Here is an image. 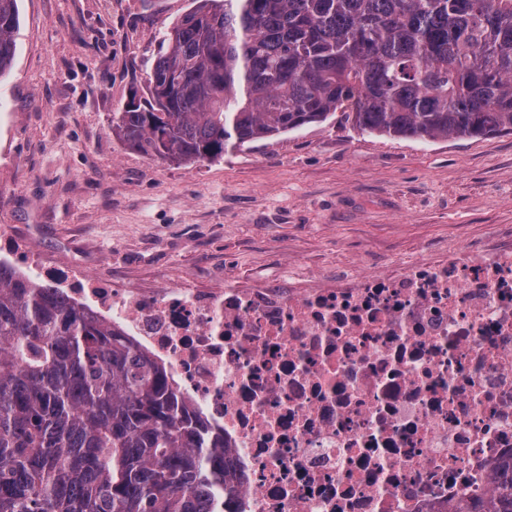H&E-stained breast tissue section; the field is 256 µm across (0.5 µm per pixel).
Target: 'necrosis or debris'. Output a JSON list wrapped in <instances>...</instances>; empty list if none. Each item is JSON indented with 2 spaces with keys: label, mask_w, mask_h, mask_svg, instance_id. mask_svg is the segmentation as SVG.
<instances>
[{
  "label": "necrosis or debris",
  "mask_w": 512,
  "mask_h": 512,
  "mask_svg": "<svg viewBox=\"0 0 512 512\" xmlns=\"http://www.w3.org/2000/svg\"><path fill=\"white\" fill-rule=\"evenodd\" d=\"M0 267L161 362L234 475L222 512H453L512 459V231L284 288L115 287L0 228Z\"/></svg>",
  "instance_id": "4bbe7bcc"
}]
</instances>
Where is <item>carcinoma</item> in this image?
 Wrapping results in <instances>:
<instances>
[{"label":"carcinoma","instance_id":"cac0c4a2","mask_svg":"<svg viewBox=\"0 0 512 512\" xmlns=\"http://www.w3.org/2000/svg\"><path fill=\"white\" fill-rule=\"evenodd\" d=\"M17 0H0V76ZM112 133L197 163L349 110L362 133H512V0H197ZM224 442L165 368L34 278L0 268V512H215ZM512 512V463L487 503Z\"/></svg>","mask_w":512,"mask_h":512}]
</instances>
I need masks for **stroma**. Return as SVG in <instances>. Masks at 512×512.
Listing matches in <instances>:
<instances>
[{"label": "stroma", "instance_id": "stroma-1", "mask_svg": "<svg viewBox=\"0 0 512 512\" xmlns=\"http://www.w3.org/2000/svg\"><path fill=\"white\" fill-rule=\"evenodd\" d=\"M195 0H18L0 77V225L116 285L379 272L512 226V133L394 138L343 113L192 164L112 132Z\"/></svg>", "mask_w": 512, "mask_h": 512}]
</instances>
